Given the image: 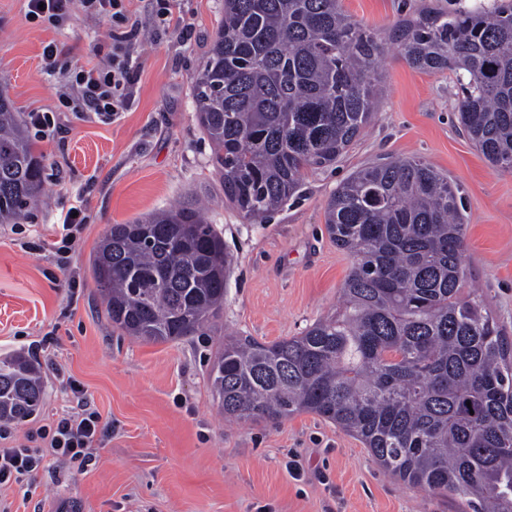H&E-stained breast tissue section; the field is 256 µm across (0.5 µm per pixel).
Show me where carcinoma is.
I'll return each instance as SVG.
<instances>
[{
	"label": "carcinoma",
	"mask_w": 512,
	"mask_h": 512,
	"mask_svg": "<svg viewBox=\"0 0 512 512\" xmlns=\"http://www.w3.org/2000/svg\"><path fill=\"white\" fill-rule=\"evenodd\" d=\"M391 38L414 69L449 74L458 120L491 167L512 172V0L433 8ZM385 38L342 0H224L194 82L200 128L224 197L262 223L328 168L371 121ZM41 160L0 99V223L42 192ZM327 231L352 265L337 314L272 343L230 335L211 368L224 418L315 413L359 438L393 478L459 499L461 512H512V345L497 318L459 296L466 224L448 177L416 157L370 164L340 183ZM230 259L196 202L113 224L92 258L112 327L147 343L214 328ZM43 399L37 366L0 358V419Z\"/></svg>",
	"instance_id": "obj_1"
}]
</instances>
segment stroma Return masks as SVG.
I'll use <instances>...</instances> for the list:
<instances>
[{"label":"stroma","instance_id":"35a3bbf8","mask_svg":"<svg viewBox=\"0 0 512 512\" xmlns=\"http://www.w3.org/2000/svg\"><path fill=\"white\" fill-rule=\"evenodd\" d=\"M493 0H343L384 34L426 7L451 11ZM188 37L153 33L130 48L129 107L108 123L67 106L74 65L112 61L111 27L80 4L54 27L26 17V0H0V96L19 118L52 113L34 139L46 204L18 225L0 224V357L22 354L42 372L36 414L11 424L10 445L71 406V384L93 400L109 430L84 469L48 458L33 498L0 490V512H460L457 500L395 481L356 437L312 413L277 422H228L209 384L224 334L271 343L301 335L341 304L351 259L330 239L324 209L336 187L382 157L417 156L465 201L463 296L494 313L512 343V173L493 169L457 119L458 90L444 74L410 67L389 49L384 93L370 124L332 167L305 173L296 194L264 223H246L224 199L212 149L195 120L193 84L224 14V0H171ZM65 45L55 68L44 46ZM202 195L206 218L231 259L224 309L212 332L176 342L123 336L101 307L90 260L111 225ZM86 221L67 268L38 237L75 203Z\"/></svg>","mask_w":512,"mask_h":512}]
</instances>
